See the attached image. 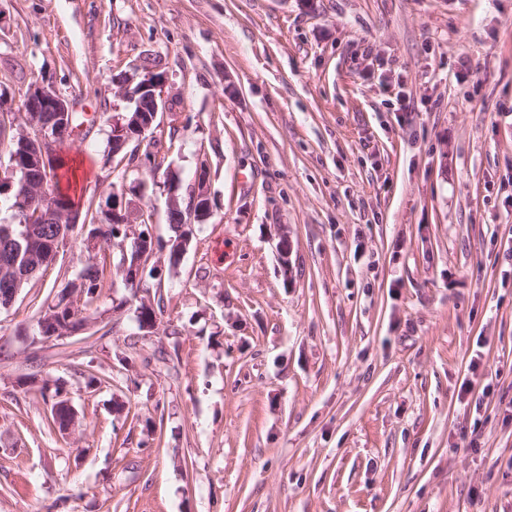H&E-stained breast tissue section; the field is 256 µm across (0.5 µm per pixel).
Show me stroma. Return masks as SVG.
<instances>
[{
    "mask_svg": "<svg viewBox=\"0 0 512 512\" xmlns=\"http://www.w3.org/2000/svg\"><path fill=\"white\" fill-rule=\"evenodd\" d=\"M155 67L123 203L174 238L162 174L184 201L204 160L216 212L153 332L110 275L109 334L32 344L81 230L0 310V512H512V0H0V90L97 119L58 147L93 206ZM166 75L164 73L158 74L149 72L144 75V77L139 80L135 86L132 88L129 83H127L124 87V97H126L129 101H132L135 104L136 110L134 111L133 118L124 123L127 120L126 116L121 118H113L112 124L110 125V131L107 139V150L104 151L101 159V168L102 166H109V170L112 168L113 154L112 147L116 141L122 146H127L129 144H133L132 151L137 152L144 142H149L155 151H148L151 153L150 156H155V153L158 154L161 151L162 144L159 140L146 138V133L151 131L155 125H159L158 116L159 114H163V109H165L164 98H162V86L165 82ZM144 96H147L149 100L152 102L151 110L147 111L142 106V101ZM134 121L132 125V129L129 128V124ZM155 144V146L153 145ZM157 151H159L157 153ZM146 154V158L150 157ZM62 389H65L64 383H62L58 379H46L43 380L42 386L40 388L41 396L43 400L50 406V410L53 408V414L56 417L64 416L65 417V425L63 430H68L74 425V411L72 405L70 403V399L66 393H61L58 395ZM58 395V396H56ZM56 396V397H55ZM47 398H54L53 403L51 400H47Z\"/></svg>",
    "mask_w": 512,
    "mask_h": 512,
    "instance_id": "1",
    "label": "stroma"
}]
</instances>
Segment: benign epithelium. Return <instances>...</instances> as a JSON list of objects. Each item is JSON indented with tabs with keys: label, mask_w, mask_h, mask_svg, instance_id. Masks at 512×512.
Masks as SVG:
<instances>
[{
	"label": "benign epithelium",
	"mask_w": 512,
	"mask_h": 512,
	"mask_svg": "<svg viewBox=\"0 0 512 512\" xmlns=\"http://www.w3.org/2000/svg\"><path fill=\"white\" fill-rule=\"evenodd\" d=\"M165 74L150 72L135 85L124 87V97L135 104V113L132 118L134 124L126 123L127 117L112 119V141L123 146L133 145L132 151H138L144 142L153 145L156 151L161 150L162 144L156 139L146 138V133L157 125L159 114L165 109L162 98V86ZM16 111L17 121L15 127L19 135L35 147V151L24 157L23 171L28 173L24 180L27 197L48 198L45 180L41 178L43 167L48 165L50 159L57 155L59 143L71 135V126L68 125V115L76 110V100L56 88L48 81L32 82L23 94L20 107H14V99L0 93V112ZM122 193L112 190V223L127 228V238L139 237L140 230L135 227L130 213L122 208ZM169 209L180 212L181 222L184 224H202L213 215V204L209 191L206 163H200L195 188L186 207H181L178 198L170 195ZM46 219L60 224L79 223L78 207L74 206L67 212L58 213L55 207H50ZM74 331L59 326L52 320H42L41 335L32 337L34 344H53L72 338ZM53 414L65 417L64 429L68 430L74 425V411L67 394L62 393L54 397L49 403Z\"/></svg>",
	"instance_id": "obj_1"
}]
</instances>
